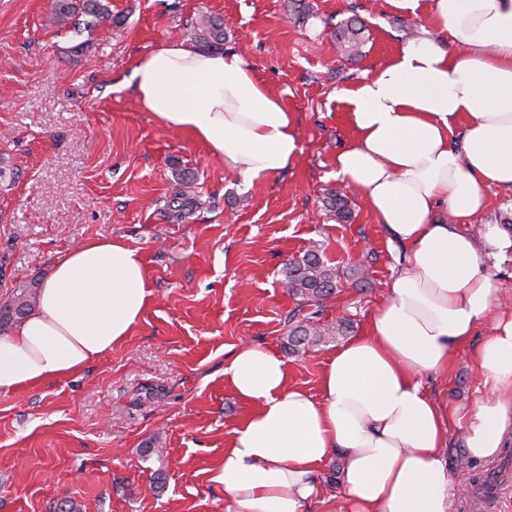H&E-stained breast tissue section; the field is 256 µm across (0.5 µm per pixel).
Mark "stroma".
<instances>
[{
	"instance_id": "stroma-1",
	"label": "stroma",
	"mask_w": 512,
	"mask_h": 512,
	"mask_svg": "<svg viewBox=\"0 0 512 512\" xmlns=\"http://www.w3.org/2000/svg\"><path fill=\"white\" fill-rule=\"evenodd\" d=\"M120 24L57 31L52 0H0V153L18 174L0 189V301L45 279L66 251L90 239L120 238L142 253L152 296L128 343L83 371L19 392H0V512H224L213 480L233 431L252 406L224 380L242 345L283 356L289 385L317 394L326 362L344 337L289 354L296 306L285 263L310 249L363 287L344 284L323 318L364 332L389 296L398 249L359 191L354 220L326 209L339 187L335 159L354 132L340 89L372 74L421 27L431 0H105ZM223 16L224 49L239 54L297 117L301 153L288 169L246 184L189 134L164 127L138 102L137 62L185 42L198 16ZM365 24L361 57L340 55L332 26ZM197 176L200 206L189 222L165 204L177 173ZM490 328L478 326L447 372L423 384L448 412L484 395L472 354ZM348 335V336H349ZM453 479L466 488L456 512H512V445L491 460L466 456L462 430L448 427ZM335 457L317 474L322 496L306 512H348ZM502 471L494 502L481 504L475 477Z\"/></svg>"
}]
</instances>
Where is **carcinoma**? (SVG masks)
I'll use <instances>...</instances> for the list:
<instances>
[{"label": "carcinoma", "instance_id": "carcinoma-1", "mask_svg": "<svg viewBox=\"0 0 512 512\" xmlns=\"http://www.w3.org/2000/svg\"><path fill=\"white\" fill-rule=\"evenodd\" d=\"M49 23L59 29H74L83 24L96 27L107 21L114 22L108 6L102 0H54L48 17ZM336 48L343 55L357 56L365 42V26L357 17L336 23L331 32ZM191 40L206 50L224 49V19L212 14H202L190 31ZM196 177L189 172L179 174L178 188L167 202L169 218L177 223L189 219L200 201L195 192ZM325 205L333 212L338 223H350L354 212L349 197L341 188L331 190ZM282 283L288 294L296 300L291 319L293 324L287 336L291 354L304 353L319 344L344 336L349 322L338 319L322 321L323 304L341 287L339 269L324 260L317 251H310L300 259H293L282 269ZM38 289L18 288L0 302V331L24 319L34 308Z\"/></svg>", "mask_w": 512, "mask_h": 512}]
</instances>
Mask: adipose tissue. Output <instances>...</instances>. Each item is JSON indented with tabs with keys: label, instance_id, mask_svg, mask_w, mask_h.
Instances as JSON below:
<instances>
[{
	"label": "adipose tissue",
	"instance_id": "ef3b65f1",
	"mask_svg": "<svg viewBox=\"0 0 512 512\" xmlns=\"http://www.w3.org/2000/svg\"><path fill=\"white\" fill-rule=\"evenodd\" d=\"M133 83L146 111L246 181L299 152L295 113L238 54L172 43L139 61ZM339 98L355 140L336 175L362 193L403 261L366 331L327 362L318 396L289 386L287 362L263 346L227 362L225 381L253 409L214 475L224 512H304L338 454L351 512H454L448 430L421 378L446 372L488 319L473 355L486 394L457 422L473 459L494 458L512 435V313H494L504 283L488 270L512 238L493 224L465 229L489 189H512V0H432L430 26ZM150 283L123 240L73 247L36 308L0 334V391L75 374L123 347Z\"/></svg>",
	"mask_w": 512,
	"mask_h": 512
}]
</instances>
